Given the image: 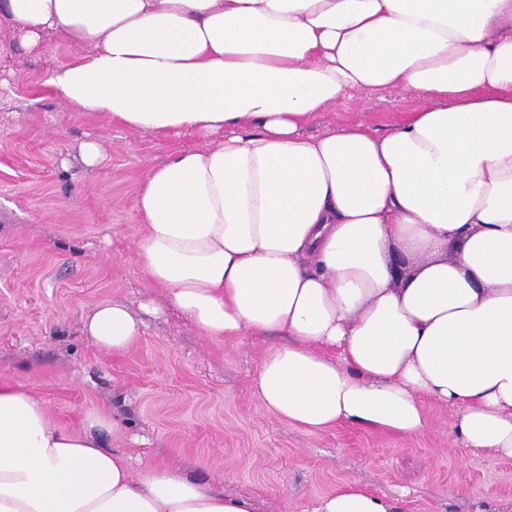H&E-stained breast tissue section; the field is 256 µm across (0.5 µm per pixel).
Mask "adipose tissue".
<instances>
[{
    "label": "adipose tissue",
    "mask_w": 512,
    "mask_h": 512,
    "mask_svg": "<svg viewBox=\"0 0 512 512\" xmlns=\"http://www.w3.org/2000/svg\"><path fill=\"white\" fill-rule=\"evenodd\" d=\"M11 38L76 50L47 80L69 108L193 134L141 183L137 259L208 338L283 335L253 379L309 431L411 440L454 406L462 446L512 457V0H0ZM411 90L393 131H301L347 95ZM142 316L83 318L129 351ZM0 382V512H257L254 499L105 447ZM349 484L315 512H401Z\"/></svg>",
    "instance_id": "1"
}]
</instances>
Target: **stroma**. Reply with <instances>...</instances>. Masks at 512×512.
Listing matches in <instances>:
<instances>
[{"label":"stroma","instance_id":"1","mask_svg":"<svg viewBox=\"0 0 512 512\" xmlns=\"http://www.w3.org/2000/svg\"><path fill=\"white\" fill-rule=\"evenodd\" d=\"M10 40L1 30L0 381L44 401L59 423L116 421L105 445L132 456L136 472L165 466L252 497L261 512H314L348 483L399 498L404 512H512V459L462 448L454 409L427 406L430 428L410 441L354 425L308 431L261 410L253 378L279 335L210 340L169 304L126 353L84 336L96 304L135 310L159 297L135 255L137 192L171 151L204 141L65 107L45 81L72 47L55 35L43 52ZM423 105L410 90L356 93L304 133L358 122L385 133ZM90 138L105 153L93 174L79 160Z\"/></svg>","mask_w":512,"mask_h":512}]
</instances>
